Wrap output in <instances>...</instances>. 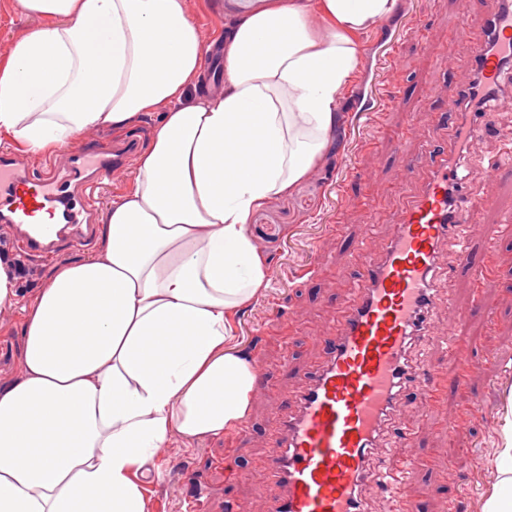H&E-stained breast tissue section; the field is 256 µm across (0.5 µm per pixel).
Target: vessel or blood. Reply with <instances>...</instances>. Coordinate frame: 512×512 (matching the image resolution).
<instances>
[{"label":"vessel or blood","instance_id":"b4317fda","mask_svg":"<svg viewBox=\"0 0 512 512\" xmlns=\"http://www.w3.org/2000/svg\"><path fill=\"white\" fill-rule=\"evenodd\" d=\"M457 8L463 18L482 12L470 67L497 80L500 68L490 48L512 42V0L486 11L479 0H457ZM390 150L402 174L421 167L425 175L400 221L390 226L384 251L374 257L356 249L354 288L326 328L327 356L299 387L294 411L277 419L262 459L266 476L281 488L270 512H360V490L377 437L390 427L405 444L419 432V425H406L394 411L411 383L404 373L407 350L411 342L433 335L429 308L440 307L449 327L462 321L453 300L440 302L428 292L442 243L458 242L456 273L483 288L494 285L484 261L460 241L459 230L479 223L481 188L495 169L474 171L467 180L466 205L452 210L448 184L454 171L447 152L434 148L417 161L405 142L392 143ZM130 152L125 142L83 141L69 147L65 160L53 158L43 167L1 152L0 223L23 226L17 250L47 259L63 240L88 241L94 191ZM471 375L468 369L456 372L448 383L440 373L430 374L419 389L420 408L436 406L447 386L467 388ZM407 466L404 460L389 466L393 489L379 494L383 512H397L398 502L408 500L400 478Z\"/></svg>","mask_w":512,"mask_h":512}]
</instances>
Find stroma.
<instances>
[{"label":"stroma","mask_w":512,"mask_h":512,"mask_svg":"<svg viewBox=\"0 0 512 512\" xmlns=\"http://www.w3.org/2000/svg\"><path fill=\"white\" fill-rule=\"evenodd\" d=\"M187 12L203 41L216 40L224 24L240 10V0H185ZM478 29L480 14L459 19L455 0H399L397 12L359 33L360 66L336 106V124L320 161L291 192L256 210L248 230L258 252L268 261L269 286L232 317V345L243 356L260 354L273 391L250 400L249 434L235 447L224 436L189 440L172 433L167 456L142 476L147 512H182L191 494L192 476H199L208 512H229L246 501L251 512H268L278 487L261 473V458L272 431L271 410L295 406L300 384L324 361L325 324L353 286L346 274L350 252L366 241L371 254H381L386 232L397 223L414 182L405 179L389 155V141L403 138L407 126L424 130L439 146L448 144V115L457 85L471 79V43L458 37L459 23ZM46 17L23 10L18 0H0V51L14 40L49 25ZM497 131L468 151L464 168L496 166L505 148H512V110L496 115ZM377 178L361 181L358 170ZM482 221L471 225L470 238L482 248L485 228L512 216V173L482 188ZM80 244L64 246L54 259L19 256L11 232L0 224V257L13 261L24 300H32L54 263L91 254ZM492 264L497 287L477 293L469 279L440 270L438 298H454L465 316L464 329L478 335L471 354L481 362L470 395L483 416L449 429L458 412L456 392L447 389L441 404L424 411L405 403L407 424L421 430L405 448L381 447L363 489L365 508H373L374 491L388 459L431 456L456 443L450 462L416 469L409 483L417 491L416 512H485L490 493L502 478L499 450L504 429L512 423V234L495 247ZM24 313L0 308V341L9 355L0 362V383L20 376L18 348ZM232 453L239 473L230 481L215 460Z\"/></svg>","instance_id":"35a3bbf8"}]
</instances>
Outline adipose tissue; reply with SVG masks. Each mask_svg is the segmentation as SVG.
Returning a JSON list of instances; mask_svg holds the SVG:
<instances>
[{
	"label": "adipose tissue",
	"instance_id": "obj_1",
	"mask_svg": "<svg viewBox=\"0 0 512 512\" xmlns=\"http://www.w3.org/2000/svg\"><path fill=\"white\" fill-rule=\"evenodd\" d=\"M18 2L51 23L0 52V132L17 150L163 119L98 250L22 305V374L0 386V512H145L133 469L171 433L246 414L255 376L228 346L230 314L268 285L246 224L318 161L355 37L398 0H244L217 95L185 0Z\"/></svg>",
	"mask_w": 512,
	"mask_h": 512
}]
</instances>
